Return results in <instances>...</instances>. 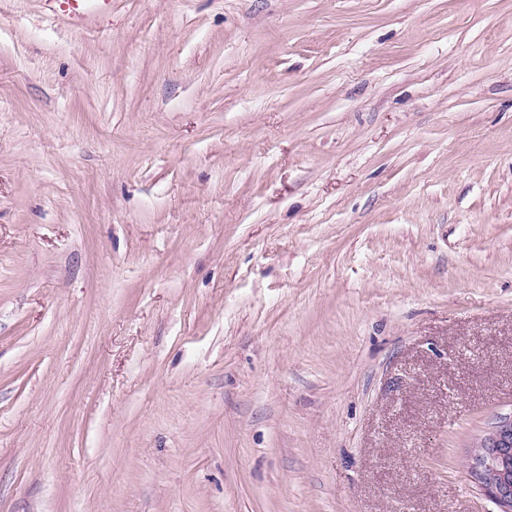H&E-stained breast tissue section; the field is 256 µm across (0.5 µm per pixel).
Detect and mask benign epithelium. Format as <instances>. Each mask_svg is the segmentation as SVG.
Wrapping results in <instances>:
<instances>
[{
    "label": "benign epithelium",
    "mask_w": 512,
    "mask_h": 512,
    "mask_svg": "<svg viewBox=\"0 0 512 512\" xmlns=\"http://www.w3.org/2000/svg\"><path fill=\"white\" fill-rule=\"evenodd\" d=\"M512 415L501 418L481 437L479 448L469 454L470 481L491 501L496 512H512Z\"/></svg>",
    "instance_id": "1"
}]
</instances>
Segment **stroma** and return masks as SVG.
<instances>
[{
	"mask_svg": "<svg viewBox=\"0 0 512 512\" xmlns=\"http://www.w3.org/2000/svg\"><path fill=\"white\" fill-rule=\"evenodd\" d=\"M512 0H0V512H492ZM53 16L81 24L91 15H105L112 10V0H43Z\"/></svg>",
	"mask_w": 512,
	"mask_h": 512,
	"instance_id": "stroma-1",
	"label": "stroma"
}]
</instances>
